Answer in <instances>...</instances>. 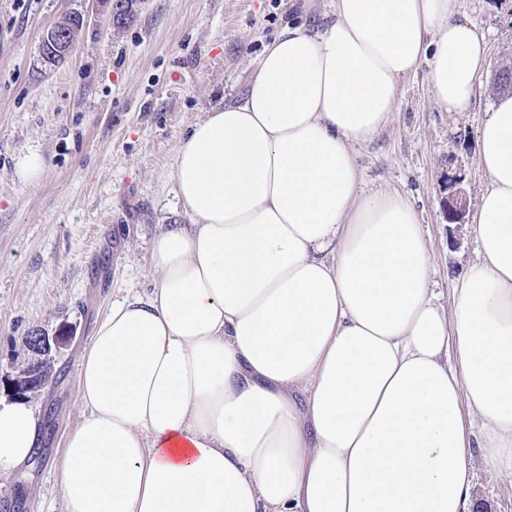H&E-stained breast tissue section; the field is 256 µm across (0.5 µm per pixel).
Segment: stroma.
Segmentation results:
<instances>
[{"label":"stroma","mask_w":512,"mask_h":512,"mask_svg":"<svg viewBox=\"0 0 512 512\" xmlns=\"http://www.w3.org/2000/svg\"><path fill=\"white\" fill-rule=\"evenodd\" d=\"M489 28L490 50L472 112L449 118L424 73L406 80L391 122L354 148L365 191L405 195L432 257L430 286L450 304L477 256L474 211L448 220L452 191L476 199L483 176L477 127L512 67V0H460ZM329 0H134L114 22L105 0H0V396L27 361L26 336L69 329L47 384L30 402L44 443L21 472L0 475V512H62L61 458L80 412L78 369L98 318L127 292L150 287L155 236L184 224L175 155L190 125L241 99L265 45L287 21L316 23ZM79 15L73 50L47 63L42 39ZM39 151V184L15 178ZM472 512H512V475L486 471L473 448Z\"/></svg>","instance_id":"35a3bbf8"}]
</instances>
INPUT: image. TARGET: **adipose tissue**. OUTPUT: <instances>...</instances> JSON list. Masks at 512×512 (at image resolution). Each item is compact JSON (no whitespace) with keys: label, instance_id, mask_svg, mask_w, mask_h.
<instances>
[{"label":"adipose tissue","instance_id":"adipose-tissue-1","mask_svg":"<svg viewBox=\"0 0 512 512\" xmlns=\"http://www.w3.org/2000/svg\"><path fill=\"white\" fill-rule=\"evenodd\" d=\"M332 3L181 139L189 221L93 331L64 512H469L476 422L512 475V93L480 123L477 259L444 307L413 206L364 193L354 147L422 65L435 105L469 113L487 34L458 0ZM38 423L0 400V470L35 456Z\"/></svg>","mask_w":512,"mask_h":512}]
</instances>
